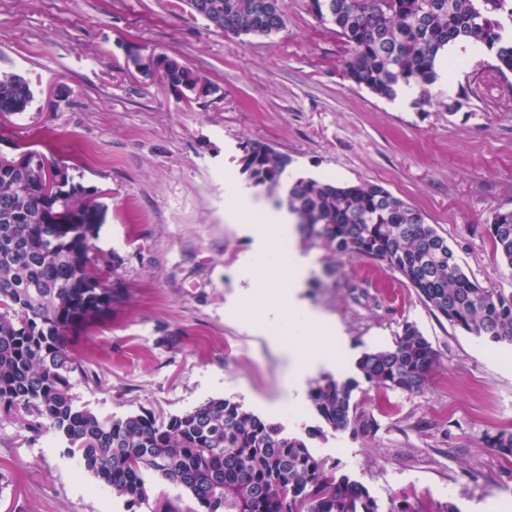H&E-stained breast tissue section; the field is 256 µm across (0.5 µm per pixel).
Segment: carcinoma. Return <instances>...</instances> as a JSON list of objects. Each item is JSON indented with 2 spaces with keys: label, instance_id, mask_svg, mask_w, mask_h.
I'll return each instance as SVG.
<instances>
[{
  "label": "carcinoma",
  "instance_id": "cac0c4a2",
  "mask_svg": "<svg viewBox=\"0 0 512 512\" xmlns=\"http://www.w3.org/2000/svg\"><path fill=\"white\" fill-rule=\"evenodd\" d=\"M187 4L227 35L269 36L285 25L271 0ZM308 8L348 44L347 79L381 98H393L400 83L432 84L438 56L456 43L483 46L499 74H512V0H308ZM156 59L159 74L187 99L188 87L203 81L176 58ZM32 99L23 76L0 73L1 113H22ZM243 151V172L268 193L278 190L288 155L260 141ZM286 203L303 241L383 263L451 325L512 344V293L471 279L448 240L384 187L302 178L286 189ZM105 214L99 192L44 154L0 152V418L59 440L127 512L149 500V475L187 493L191 512H382L364 485L238 402L215 398L169 417H104L75 404L73 377L87 371L70 339L115 300L114 267L95 253ZM488 233L512 269V210L495 212ZM436 362L431 343L407 322L391 347L363 353L356 366L378 390L415 394ZM356 388L322 376L309 399L329 429L371 438L379 423L354 400ZM485 447L512 462V432L486 434Z\"/></svg>",
  "mask_w": 512,
  "mask_h": 512
}]
</instances>
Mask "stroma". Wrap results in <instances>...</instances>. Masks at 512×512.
<instances>
[{
	"label": "stroma",
	"instance_id": "35a3bbf8",
	"mask_svg": "<svg viewBox=\"0 0 512 512\" xmlns=\"http://www.w3.org/2000/svg\"><path fill=\"white\" fill-rule=\"evenodd\" d=\"M280 8L279 32L235 37L186 0H0V71L33 91L25 112L0 115V151L39 150L108 206L96 245L118 300L71 339L90 372L72 394L103 416L239 402L305 437L384 508L399 493L416 512L511 502L512 464L484 436L512 431V344L453 327L383 264L302 244L303 296L342 329L325 348L347 357L336 379L357 377L356 360L392 346L408 322L437 354L425 389L355 392L380 424L371 438L323 431L307 400L278 409L287 324L255 318L240 297L254 238L228 220L224 183L246 181L242 148L261 141L301 177L379 184L424 214L470 278L512 292L486 230L512 210V75L473 46L433 105L398 109L348 81L347 44L307 0ZM138 47L177 57L212 93L188 101L142 77L127 62ZM0 512L126 508L60 442L0 419Z\"/></svg>",
	"mask_w": 512,
	"mask_h": 512
}]
</instances>
